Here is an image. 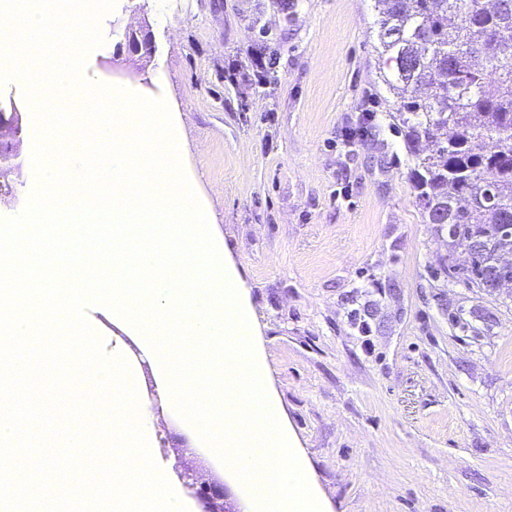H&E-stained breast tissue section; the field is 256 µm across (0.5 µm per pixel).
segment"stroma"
Instances as JSON below:
<instances>
[{
	"label": "stroma",
	"instance_id": "stroma-1",
	"mask_svg": "<svg viewBox=\"0 0 512 512\" xmlns=\"http://www.w3.org/2000/svg\"><path fill=\"white\" fill-rule=\"evenodd\" d=\"M376 20L374 0H116L89 62L173 95L329 512H512V285L440 274L467 257L421 214ZM130 27L149 44L132 57ZM259 48L265 82H225ZM23 124L0 218L36 185Z\"/></svg>",
	"mask_w": 512,
	"mask_h": 512
}]
</instances>
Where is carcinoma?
Instances as JSON below:
<instances>
[{
  "instance_id": "cac0c4a2",
  "label": "carcinoma",
  "mask_w": 512,
  "mask_h": 512,
  "mask_svg": "<svg viewBox=\"0 0 512 512\" xmlns=\"http://www.w3.org/2000/svg\"><path fill=\"white\" fill-rule=\"evenodd\" d=\"M496 2L375 0L379 78L397 98L416 198L450 248H483L453 274L488 292L512 280V0Z\"/></svg>"
}]
</instances>
